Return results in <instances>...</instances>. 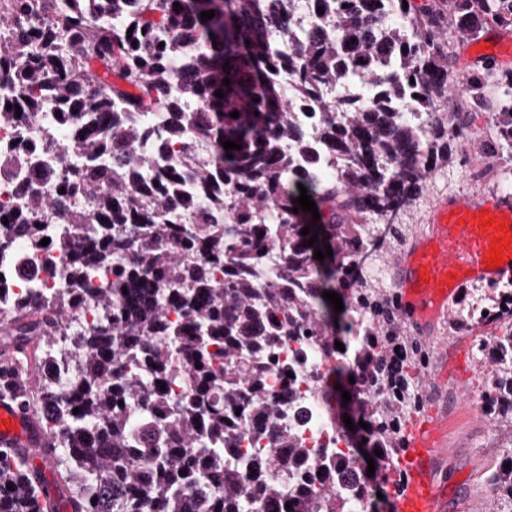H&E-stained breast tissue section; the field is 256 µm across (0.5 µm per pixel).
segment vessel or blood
<instances>
[{"instance_id":"vessel-or-blood-1","label":"vessel or blood","mask_w":512,"mask_h":512,"mask_svg":"<svg viewBox=\"0 0 512 512\" xmlns=\"http://www.w3.org/2000/svg\"><path fill=\"white\" fill-rule=\"evenodd\" d=\"M494 226H487V219ZM512 226V200L494 193L477 197L448 195L439 199L407 247L389 264L400 316L422 336L432 334L448 316V299L462 285L488 280H512V245L496 269L484 263L498 223ZM411 461L404 472L402 493L393 512H448V486L437 468L448 444V413L432 410L409 430ZM0 448L12 449L33 464V473L46 482L44 497L59 495L46 464L48 440L37 411L22 407L13 397L0 395Z\"/></svg>"}]
</instances>
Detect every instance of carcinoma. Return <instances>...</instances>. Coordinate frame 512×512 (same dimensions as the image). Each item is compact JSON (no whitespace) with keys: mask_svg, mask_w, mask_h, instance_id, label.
I'll use <instances>...</instances> for the list:
<instances>
[{"mask_svg":"<svg viewBox=\"0 0 512 512\" xmlns=\"http://www.w3.org/2000/svg\"><path fill=\"white\" fill-rule=\"evenodd\" d=\"M314 8L323 13L300 24L297 0H0V82L10 92L0 124L26 105L55 113L66 134L56 168L33 171L25 208L0 221V243L40 246L44 219L60 212L56 245L70 257L63 297L19 299L0 311V379L26 373L32 336L41 365L53 361L63 320L93 308L95 325L66 353L67 386L43 381L22 395L27 407L44 403L53 476L72 512H240L250 477L272 512H353L352 497L285 429L246 465L224 461L243 439L228 410L266 422L284 414L262 349L306 334L342 356L323 398L356 459L368 455L382 475L377 486L364 478L363 512H384L400 493L431 346L403 322L374 268L399 244L397 217L432 173L456 161L448 123L461 131L468 115L449 94L450 47L489 18L511 20L512 0H314ZM210 10L215 16L201 21ZM496 74L489 61L464 76L471 107H490ZM325 86L346 96L324 99ZM301 97L322 114L305 137L294 124ZM394 99L433 122H410ZM144 112L163 113L165 123L147 130ZM496 117L512 146V105ZM197 137L208 139L209 153L188 151L174 167L155 165L143 149ZM226 140L241 149H225ZM316 144L339 174L297 168ZM16 150L0 154V174L24 165L36 144L23 138ZM74 155L86 158L79 168ZM300 184L320 213L316 227L305 211L292 212ZM77 194L86 206L68 205ZM166 213H189L194 223L161 219ZM267 213L275 223H265ZM314 234L332 256L317 260L316 246H304ZM329 291L344 310L323 298ZM361 327L365 338L353 348ZM481 351L496 355L482 395L512 401V332L485 337ZM171 383L182 392L166 390ZM298 464L310 466L306 484L267 477ZM488 482L496 512H512V454ZM39 496L26 460L0 448V512H34Z\"/></svg>","mask_w":512,"mask_h":512,"instance_id":"obj_1","label":"carcinoma"}]
</instances>
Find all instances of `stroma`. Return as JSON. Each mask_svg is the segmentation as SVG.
Returning a JSON list of instances; mask_svg holds the SVG:
<instances>
[{"instance_id": "obj_1", "label": "stroma", "mask_w": 512, "mask_h": 512, "mask_svg": "<svg viewBox=\"0 0 512 512\" xmlns=\"http://www.w3.org/2000/svg\"><path fill=\"white\" fill-rule=\"evenodd\" d=\"M484 129V113L471 112L464 135L454 144L455 163L436 171L413 208L400 221L414 231L438 197L448 193L478 196L484 193L485 176L477 163L501 147ZM479 337L451 336L436 331L432 347L448 358V385H431V399L448 407V499L467 502L472 512H493L494 496L487 482L491 466L505 456L507 444L497 436L492 422L477 413L482 367L477 349Z\"/></svg>"}]
</instances>
